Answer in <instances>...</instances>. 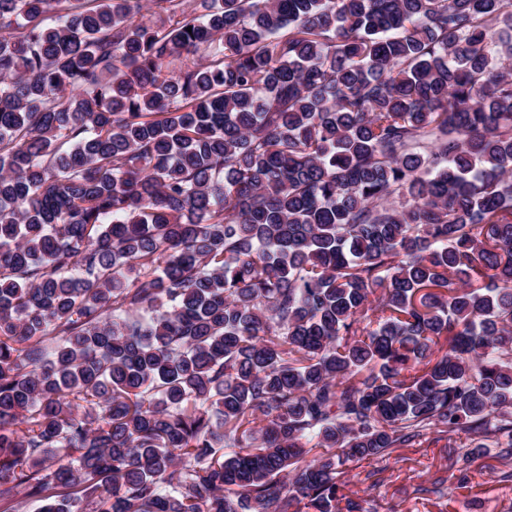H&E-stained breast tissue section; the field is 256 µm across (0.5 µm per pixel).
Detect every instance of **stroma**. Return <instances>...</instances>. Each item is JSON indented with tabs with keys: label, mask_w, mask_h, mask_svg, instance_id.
Segmentation results:
<instances>
[{
	"label": "stroma",
	"mask_w": 512,
	"mask_h": 512,
	"mask_svg": "<svg viewBox=\"0 0 512 512\" xmlns=\"http://www.w3.org/2000/svg\"><path fill=\"white\" fill-rule=\"evenodd\" d=\"M467 474L463 487L450 478L447 450L439 441L359 462L345 492L365 512H512V481H501L496 461L473 460ZM440 476L446 479L441 498L426 491Z\"/></svg>",
	"instance_id": "stroma-1"
}]
</instances>
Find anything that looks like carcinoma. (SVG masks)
Instances as JSON below:
<instances>
[{
  "mask_svg": "<svg viewBox=\"0 0 512 512\" xmlns=\"http://www.w3.org/2000/svg\"><path fill=\"white\" fill-rule=\"evenodd\" d=\"M0 0V503L364 512L512 467V0ZM192 31H187V27ZM446 441L400 448L389 458L359 462L350 472L345 493L365 510L377 512H512V481H500L496 461L479 458L467 465L469 481L458 487L448 471ZM374 473L372 477L368 474ZM439 476L448 477L444 498L422 493ZM396 511H391V510Z\"/></svg>",
  "mask_w": 512,
  "mask_h": 512,
  "instance_id": "cac0c4a2",
  "label": "carcinoma"
}]
</instances>
